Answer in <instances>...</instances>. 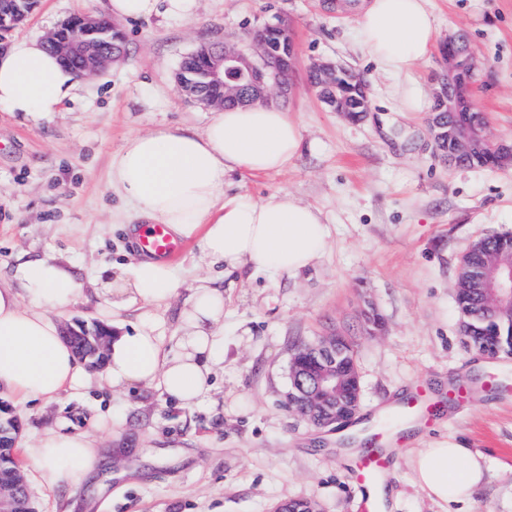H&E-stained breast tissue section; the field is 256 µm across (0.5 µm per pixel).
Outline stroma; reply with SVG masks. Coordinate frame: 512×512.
Instances as JSON below:
<instances>
[{
	"instance_id": "35a3bbf8",
	"label": "stroma",
	"mask_w": 512,
	"mask_h": 512,
	"mask_svg": "<svg viewBox=\"0 0 512 512\" xmlns=\"http://www.w3.org/2000/svg\"><path fill=\"white\" fill-rule=\"evenodd\" d=\"M440 39L465 33L480 62L476 108L499 141H512V0H428ZM105 16V0H38L21 25L0 33V47L45 38L65 18ZM284 20L293 36L295 93L286 109L306 144L288 171L227 176V195L255 200L288 193L318 207L330 230L317 264L268 277L256 269L229 275L202 262L191 243L174 259L183 284L169 303L137 304L115 328L143 320L173 336L185 296L224 291V369L209 409H184L151 389L15 405L21 442L59 419L96 433L112 422L98 463L65 486L38 484L21 463L39 512H271L311 499L322 512H356L360 491L352 459L336 450V432L288 411V365L298 345L336 332L349 336L361 375L353 424L389 430L382 414L412 386L436 391L495 377L504 391L475 389L464 406H445L424 429L403 427L397 463L385 479L389 512H447L415 483L420 448L458 444L478 455L483 483L465 512H512V358L469 347L456 303L460 258L478 239L512 233V167H451L440 158L427 118L439 51L408 73L384 72L360 43V14L331 11L323 0H198L194 18L120 22L126 55L82 79L78 95L50 118L0 109V280L26 260L53 257L80 282L62 327L104 324L93 302L109 271L138 261L110 182L124 140L161 125L201 128L206 107L190 102L175 78L181 58L208 43L247 48L246 35ZM315 60L349 65L367 82L371 112L353 123L331 112L306 79ZM383 327L364 329L367 315Z\"/></svg>"
}]
</instances>
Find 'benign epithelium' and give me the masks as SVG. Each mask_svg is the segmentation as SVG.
Returning <instances> with one entry per match:
<instances>
[{
	"label": "benign epithelium",
	"mask_w": 512,
	"mask_h": 512,
	"mask_svg": "<svg viewBox=\"0 0 512 512\" xmlns=\"http://www.w3.org/2000/svg\"><path fill=\"white\" fill-rule=\"evenodd\" d=\"M36 0H0V32L14 28L34 9ZM121 37L116 24L88 14L72 16L61 22L47 37L63 58L78 56V74L85 77L122 58L113 46ZM252 53L234 46L212 44L203 52L202 63L194 70H182L177 79L182 91L203 106H222L226 99L248 103H265L275 95L288 99L293 92L295 50L288 27L267 23L248 35ZM443 70L435 76L432 124L436 145H445L441 157L447 163L473 155L481 133L463 126L448 124L443 115L464 112L472 107L470 91L477 62L465 39L450 37L441 47ZM311 87L321 92L322 102L332 112L358 122L370 112L367 84L363 77L344 64L316 60L309 65ZM486 297L485 306L498 316L512 311V252H500L496 258L486 257L477 271ZM87 357L100 366L108 331L98 326L80 332ZM351 343L341 334L321 336L313 344H305L292 353L289 363L291 387L285 394L288 409L303 420L321 428L334 427L350 420L357 412L361 384L340 366ZM313 360L319 364L313 375L298 371L297 361ZM21 425L8 404L0 401V457L16 447ZM0 512H36L18 472L0 477ZM272 512H321L318 504L307 500L301 504L283 501Z\"/></svg>",
	"instance_id": "obj_1"
}]
</instances>
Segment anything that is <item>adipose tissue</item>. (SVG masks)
Returning <instances> with one entry per match:
<instances>
[{
	"label": "adipose tissue",
	"mask_w": 512,
	"mask_h": 512,
	"mask_svg": "<svg viewBox=\"0 0 512 512\" xmlns=\"http://www.w3.org/2000/svg\"><path fill=\"white\" fill-rule=\"evenodd\" d=\"M428 0H366L360 38L387 72L400 75L425 60L438 39ZM197 0H107L118 20L195 16ZM80 81L39 39L12 42L0 52V108L45 119L74 97ZM304 143L300 125L274 105L214 109L202 129L159 126L130 135L112 162L111 186L124 200L125 219L164 224L195 243L208 263L225 273L251 266L277 276L315 265L329 228L322 211L279 194L261 201L224 194L234 171H287ZM17 286L0 284V387L17 403L52 401L63 392L84 394L103 386L123 393L137 386L159 390L184 408L212 403L214 378L224 363V294L196 289L183 309L172 348H164L151 322L114 334L103 369L90 368L62 335L51 309L82 294L80 284L53 258L20 266ZM181 287L175 265L148 259L103 289L99 312L119 315L130 303L160 304ZM100 441L88 433L50 428L24 447L41 484L61 486L93 471ZM416 485L447 506L467 502L483 478L471 449L458 445L418 449Z\"/></svg>",
	"instance_id": "ef3b65f1"
}]
</instances>
